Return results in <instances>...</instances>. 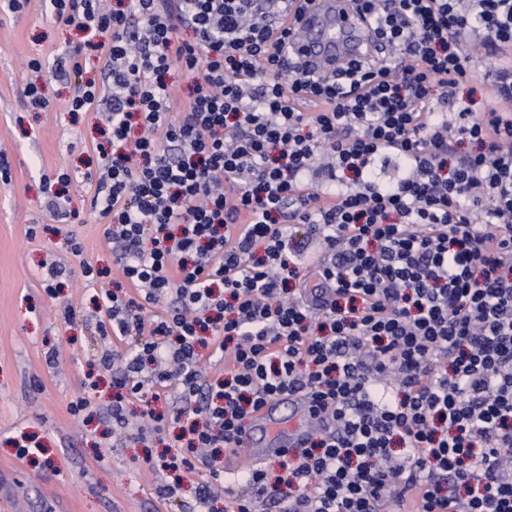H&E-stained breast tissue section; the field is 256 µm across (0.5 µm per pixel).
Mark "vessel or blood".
<instances>
[{
    "label": "vessel or blood",
    "instance_id": "vessel-or-blood-1",
    "mask_svg": "<svg viewBox=\"0 0 512 512\" xmlns=\"http://www.w3.org/2000/svg\"><path fill=\"white\" fill-rule=\"evenodd\" d=\"M370 32L348 7V0H313L293 23L286 51L313 70H331L358 55ZM310 404L303 396L283 395L265 402L248 422L243 449L255 460L295 457L310 434Z\"/></svg>",
    "mask_w": 512,
    "mask_h": 512
}]
</instances>
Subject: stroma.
Returning a JSON list of instances; mask_svg holds the SVG:
<instances>
[{
  "label": "stroma",
  "mask_w": 512,
  "mask_h": 512,
  "mask_svg": "<svg viewBox=\"0 0 512 512\" xmlns=\"http://www.w3.org/2000/svg\"><path fill=\"white\" fill-rule=\"evenodd\" d=\"M83 39L47 19L37 0L15 12L0 0V512H187L207 470L187 474L178 497L164 499L156 494L161 475L154 462L192 411L175 396L163 403L171 423L150 448L115 434L111 376L91 394L84 381L102 351H124L127 343L99 336L86 281L63 278L55 301L43 292L44 264L66 265L76 241L107 280L119 278L107 225L91 208L102 175L95 146L103 118L68 110L85 75L67 67L47 85L53 112L34 108L24 93L42 78L29 69L31 59L54 66ZM59 171L72 177L64 203L74 213L69 220L45 206V179ZM66 305L74 320L63 317ZM86 395L98 410L89 421L70 412L71 402ZM24 434L42 447L35 461L16 456L13 442Z\"/></svg>",
  "instance_id": "stroma-1"
}]
</instances>
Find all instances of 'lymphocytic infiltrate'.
<instances>
[{
	"label": "lymphocytic infiltrate",
	"mask_w": 512,
	"mask_h": 512,
	"mask_svg": "<svg viewBox=\"0 0 512 512\" xmlns=\"http://www.w3.org/2000/svg\"><path fill=\"white\" fill-rule=\"evenodd\" d=\"M310 2L42 0L101 73L69 109H105L91 205L132 287L94 297L99 335L130 342L98 360L110 416L147 390L194 404L168 499L198 464L223 481L250 416L299 392L317 430L280 476L242 467L231 512H512V0H353L376 48L320 72L273 26Z\"/></svg>",
	"instance_id": "obj_1"
}]
</instances>
